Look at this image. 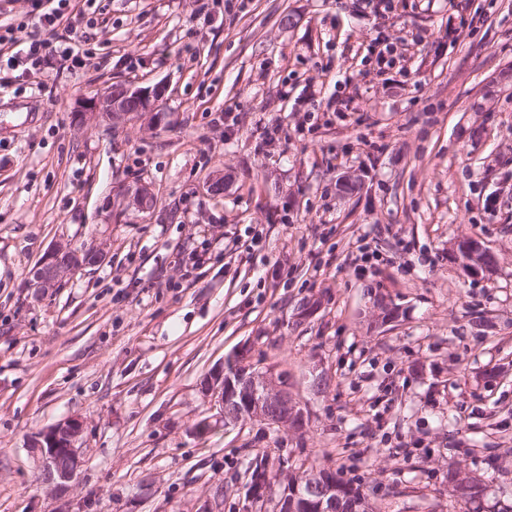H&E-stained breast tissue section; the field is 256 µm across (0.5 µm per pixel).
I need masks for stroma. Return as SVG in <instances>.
<instances>
[{
  "label": "stroma",
  "mask_w": 512,
  "mask_h": 512,
  "mask_svg": "<svg viewBox=\"0 0 512 512\" xmlns=\"http://www.w3.org/2000/svg\"><path fill=\"white\" fill-rule=\"evenodd\" d=\"M95 8L85 66L0 71V512H57L29 442L71 416V512H277L249 492L262 453L271 476L332 469L374 512H461L458 472L512 504V0H393L402 83L358 0ZM116 81L162 85L166 119L73 130ZM121 183L155 211L29 303L39 258L91 245ZM465 235L491 274L455 263ZM243 349L287 374L302 430L218 420L200 384Z\"/></svg>",
  "instance_id": "35a3bbf8"
}]
</instances>
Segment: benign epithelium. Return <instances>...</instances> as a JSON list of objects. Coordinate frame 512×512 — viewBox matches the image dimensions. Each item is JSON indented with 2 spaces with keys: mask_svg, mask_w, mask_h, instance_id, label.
Masks as SVG:
<instances>
[{
  "mask_svg": "<svg viewBox=\"0 0 512 512\" xmlns=\"http://www.w3.org/2000/svg\"><path fill=\"white\" fill-rule=\"evenodd\" d=\"M161 91L157 87L137 89L107 87L79 102L73 112L72 125L80 131L88 126L118 124L150 115L162 119L157 107ZM113 197L127 203L140 213L155 208L151 188L139 183L113 187ZM124 210L107 201L97 215V225L110 227L119 222ZM465 272L478 276L493 270L496 260L478 241L464 236L453 249ZM106 243L99 242L89 252L75 249L70 242L58 240L46 251L25 282L27 299L43 301L72 275L105 258ZM210 406L219 410L224 424L259 419L277 427L301 429L304 411L288 390V382L268 367L256 370L248 363V352L242 351L226 361L204 381L202 386ZM83 421L61 420L39 431L30 447L37 454L42 478L51 492L62 495L75 480L82 465ZM336 512V484L325 473L315 470L304 481L302 489L293 494H279V512Z\"/></svg>",
  "mask_w": 512,
  "mask_h": 512,
  "instance_id": "benign-epithelium-1",
  "label": "benign epithelium"
}]
</instances>
